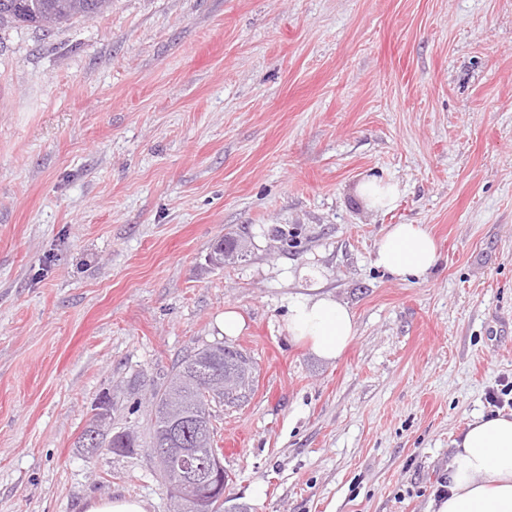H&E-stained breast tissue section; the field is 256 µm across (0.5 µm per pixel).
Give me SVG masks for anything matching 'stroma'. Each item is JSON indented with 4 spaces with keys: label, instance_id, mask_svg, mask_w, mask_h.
<instances>
[{
    "label": "stroma",
    "instance_id": "obj_1",
    "mask_svg": "<svg viewBox=\"0 0 512 512\" xmlns=\"http://www.w3.org/2000/svg\"><path fill=\"white\" fill-rule=\"evenodd\" d=\"M371 175L392 210L356 199ZM392 224L437 267L377 268ZM227 233L247 255L212 265ZM315 285L355 315L334 361L286 330ZM224 340L255 376L216 409L215 447L244 438L229 503L427 512L512 380V0H112L0 29V512H169L150 391ZM104 397L134 453L79 451ZM440 260L436 241L422 224H393L381 238L374 263L398 281L418 279ZM84 512H149L148 504L141 498L112 497L90 499Z\"/></svg>",
    "mask_w": 512,
    "mask_h": 512
}]
</instances>
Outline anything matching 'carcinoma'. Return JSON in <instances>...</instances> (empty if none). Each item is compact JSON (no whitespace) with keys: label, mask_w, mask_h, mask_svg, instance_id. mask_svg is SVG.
I'll return each mask as SVG.
<instances>
[{"label":"carcinoma","mask_w":512,"mask_h":512,"mask_svg":"<svg viewBox=\"0 0 512 512\" xmlns=\"http://www.w3.org/2000/svg\"><path fill=\"white\" fill-rule=\"evenodd\" d=\"M110 0H0V25L21 22L45 31L74 18H90L100 13ZM207 367L226 378L237 381V388L215 392L207 399L194 384L197 372ZM253 375L250 358L240 349L222 342L208 344L181 359L165 384L153 389L155 408L153 447L178 448L180 441L190 443L204 433L215 434L212 404L231 406L246 397ZM89 440L97 447H107L115 453H131L137 447V437L128 430L112 432L110 422L90 424L78 440L83 449Z\"/></svg>","instance_id":"cac0c4a2"}]
</instances>
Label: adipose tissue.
Wrapping results in <instances>:
<instances>
[{
  "mask_svg": "<svg viewBox=\"0 0 512 512\" xmlns=\"http://www.w3.org/2000/svg\"><path fill=\"white\" fill-rule=\"evenodd\" d=\"M440 260L436 241L421 224L389 227L374 263L398 281L420 278ZM289 336L324 360L343 355L356 336L352 311L311 288L288 297ZM430 512H512V417L479 416L456 443L448 466V493Z\"/></svg>",
  "mask_w": 512,
  "mask_h": 512,
  "instance_id": "ef3b65f1",
  "label": "adipose tissue"
}]
</instances>
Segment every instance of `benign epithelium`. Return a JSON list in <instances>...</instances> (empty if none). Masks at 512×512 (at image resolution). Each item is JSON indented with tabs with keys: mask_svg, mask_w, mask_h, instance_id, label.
I'll list each match as a JSON object with an SVG mask.
<instances>
[{
	"mask_svg": "<svg viewBox=\"0 0 512 512\" xmlns=\"http://www.w3.org/2000/svg\"><path fill=\"white\" fill-rule=\"evenodd\" d=\"M224 476V465L218 453L205 452L203 448L186 451L181 456V481L173 490L189 501L192 512H209L211 496L217 489L207 485Z\"/></svg>",
	"mask_w": 512,
	"mask_h": 512,
	"instance_id": "7a95c632",
	"label": "benign epithelium"
}]
</instances>
